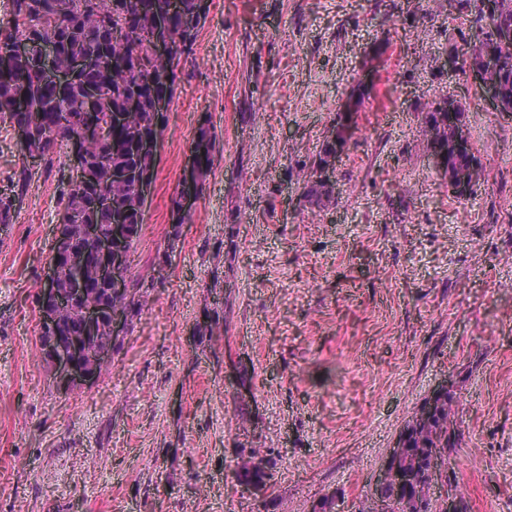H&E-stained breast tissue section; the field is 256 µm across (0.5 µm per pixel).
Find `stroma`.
<instances>
[{"label": "stroma", "mask_w": 512, "mask_h": 512, "mask_svg": "<svg viewBox=\"0 0 512 512\" xmlns=\"http://www.w3.org/2000/svg\"><path fill=\"white\" fill-rule=\"evenodd\" d=\"M450 0H210L177 67L132 250L139 309L93 384L60 388L35 297L69 159L33 167L0 228V512H360L412 412L448 382L454 492L512 512V114L454 65L478 32ZM336 193L304 186L366 55ZM460 102L483 177L455 197L423 145ZM197 196L180 183L201 124ZM246 415L252 430L237 425ZM272 452L269 490L238 478ZM192 148L190 149L188 166L182 184V200H189L194 196L198 169L199 175L202 177L214 163L215 138L207 124L204 123L199 126Z\"/></svg>", "instance_id": "1"}]
</instances>
